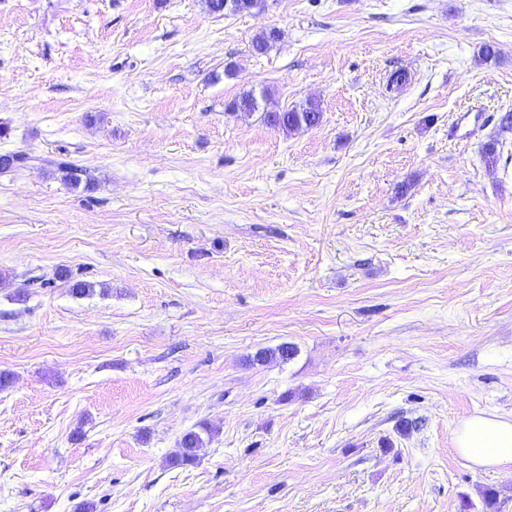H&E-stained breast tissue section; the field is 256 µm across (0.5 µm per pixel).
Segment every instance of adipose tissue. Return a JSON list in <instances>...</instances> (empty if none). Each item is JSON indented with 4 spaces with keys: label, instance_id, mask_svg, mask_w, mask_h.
<instances>
[{
    "label": "adipose tissue",
    "instance_id": "adipose-tissue-1",
    "mask_svg": "<svg viewBox=\"0 0 512 512\" xmlns=\"http://www.w3.org/2000/svg\"><path fill=\"white\" fill-rule=\"evenodd\" d=\"M455 447L477 467L512 463V419L482 414L470 417L458 429Z\"/></svg>",
    "mask_w": 512,
    "mask_h": 512
}]
</instances>
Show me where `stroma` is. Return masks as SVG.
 <instances>
[{
    "label": "stroma",
    "instance_id": "35a3bbf8",
    "mask_svg": "<svg viewBox=\"0 0 512 512\" xmlns=\"http://www.w3.org/2000/svg\"><path fill=\"white\" fill-rule=\"evenodd\" d=\"M509 110L512 0H0V512H512ZM322 119V109L317 102L308 101L295 105L282 112H265L264 121L273 128L298 130L318 125ZM58 171L61 173V180L72 187H79L83 182L82 176H85L84 188L89 189L93 185V179L87 175V173L78 167L77 165L68 162L61 161L57 163ZM455 447L475 467L512 463V419L497 415L472 416L458 429ZM213 428L206 423L199 425L198 430H190L184 433L180 440L181 453L172 461V465H191L196 460V449L204 442L203 434L212 435Z\"/></svg>",
    "mask_w": 512,
    "mask_h": 512
}]
</instances>
